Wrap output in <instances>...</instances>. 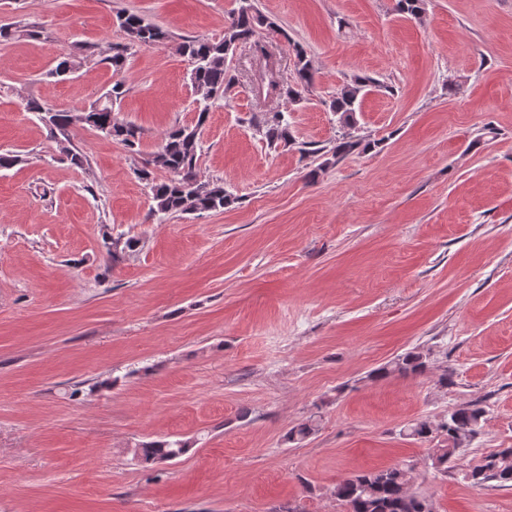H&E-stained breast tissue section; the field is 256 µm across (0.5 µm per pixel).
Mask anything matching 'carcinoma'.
Instances as JSON below:
<instances>
[{"mask_svg":"<svg viewBox=\"0 0 512 512\" xmlns=\"http://www.w3.org/2000/svg\"><path fill=\"white\" fill-rule=\"evenodd\" d=\"M396 11L418 18L424 12V0H396ZM116 24L124 33L127 43L110 47V54L103 61L119 70L125 61V54L134 46L149 47L165 43L171 34L164 28L148 23L140 15L119 11ZM288 37V33L275 21L262 14L249 0H242L241 6L231 15L224 29V38L211 40L186 37L178 44L177 51L188 57L192 63L191 84L197 95V121L193 126L176 127L163 137L158 151L137 168L138 178L149 186L154 205L151 214L174 213L192 214L206 211H222L233 199L224 189L221 181H204L198 173V159L201 151L200 131L206 123L212 105L223 97L226 85L232 82L227 60L235 48L243 43L260 46V30ZM295 55L294 83L284 86L276 79V62L263 55L264 78L259 91L267 96L288 98L294 102L314 82V69L306 49L299 43H292ZM81 61L69 54L61 57L50 71L54 77H65L75 72ZM375 84L370 77H358L341 88L330 101V111L339 115L343 126L352 128L356 124L359 101L368 87ZM125 94L124 85L116 81L105 96L80 112L58 110L44 101L28 98L25 109L38 114L51 131L68 136L73 126L87 127L119 140L128 152L138 154L141 147V128L119 121L114 116L113 105ZM262 132L270 143H288L292 140L290 125L282 110L265 114ZM367 150L371 144L362 143L354 135L345 134L336 142L335 156H345L357 149ZM166 169L171 177L158 182L154 168ZM429 370L427 357L418 351H409L391 363L373 371L378 378L391 375H422ZM483 409L474 405H462L448 415L441 425L420 420L404 429L406 435L415 439L432 441L439 432L447 435L446 444L431 449L429 460L432 468L448 472V463L457 459L482 427ZM317 427L310 419L288 431V441L299 444L312 435ZM188 443L182 440H155L142 442L134 450L135 456L145 464L164 463L186 453ZM471 486L482 488L490 482L498 487H512V448H499L482 457L480 462L469 468L465 474ZM412 469L395 465L383 469L362 472L347 477L334 487L333 494L344 507L345 512H433L432 502L412 491Z\"/></svg>","mask_w":512,"mask_h":512,"instance_id":"cac0c4a2","label":"carcinoma"}]
</instances>
